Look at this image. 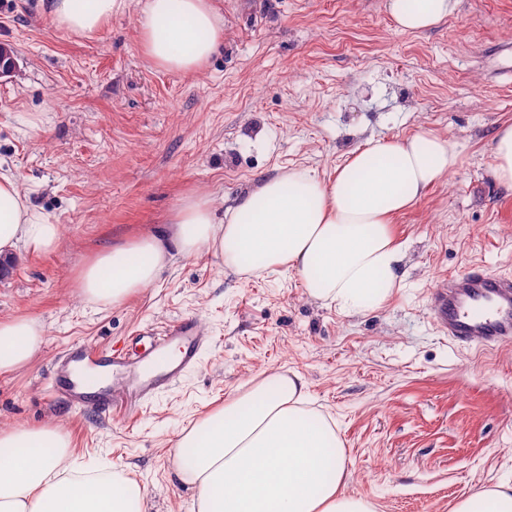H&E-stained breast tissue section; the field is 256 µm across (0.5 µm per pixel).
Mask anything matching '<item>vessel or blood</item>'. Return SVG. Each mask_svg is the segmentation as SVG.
Instances as JSON below:
<instances>
[{
	"label": "vessel or blood",
	"mask_w": 512,
	"mask_h": 512,
	"mask_svg": "<svg viewBox=\"0 0 512 512\" xmlns=\"http://www.w3.org/2000/svg\"><path fill=\"white\" fill-rule=\"evenodd\" d=\"M436 330L450 339L492 349L512 343V276L499 275L475 264L445 277L430 293ZM141 351L114 348L97 353L75 347L57 362L51 387L72 405L107 411L113 404L111 387L97 384L100 374L123 382L142 401L167 391L195 369L212 339L194 318L139 336Z\"/></svg>",
	"instance_id": "1"
}]
</instances>
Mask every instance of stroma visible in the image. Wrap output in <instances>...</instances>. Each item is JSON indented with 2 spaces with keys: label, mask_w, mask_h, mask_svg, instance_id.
<instances>
[{
  "label": "stroma",
  "mask_w": 512,
  "mask_h": 512,
  "mask_svg": "<svg viewBox=\"0 0 512 512\" xmlns=\"http://www.w3.org/2000/svg\"><path fill=\"white\" fill-rule=\"evenodd\" d=\"M224 44L198 73L144 53L135 11L97 34L57 28L41 0H0V172L61 227L50 252L19 247L0 279V318L41 322L25 368L0 374V428L53 421L77 465H132L150 512H193L169 450L264 371L305 377L332 416L346 491L376 512H457L512 482V349L440 335L430 291L479 263L512 275V189L492 177L491 140L512 124V0H461L421 33H395L387 0H214ZM429 129L461 153L458 170L392 223L403 282L378 310L310 301L293 273L226 269L212 253L175 259L116 305L83 300L98 252L169 223L192 193L232 201L295 168L335 174L372 137ZM197 318L213 338L199 366L134 415L55 398L53 363L76 345L122 346Z\"/></svg>",
  "instance_id": "1"
}]
</instances>
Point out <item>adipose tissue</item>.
Segmentation results:
<instances>
[{
	"mask_svg": "<svg viewBox=\"0 0 512 512\" xmlns=\"http://www.w3.org/2000/svg\"><path fill=\"white\" fill-rule=\"evenodd\" d=\"M459 3L388 0L387 9L395 32H422L456 14ZM133 7L145 53L166 70L200 71L224 41L211 0H42L52 23L77 36L98 33ZM460 163L449 140L422 129L368 140L328 181L289 169L226 208L191 195L171 224L99 252L76 286L86 301L119 304L155 283L175 258L211 252L241 274L294 272L310 300L339 311L375 309L402 282L393 217ZM60 236L16 177L0 173V256L22 245L48 252ZM43 336L39 321L0 319V374L27 366ZM171 455L197 512H374L344 493L337 424L312 408L297 373H266L185 434ZM70 457L59 425L0 429V512H144L145 488L128 472L85 477Z\"/></svg>",
	"mask_w": 512,
	"mask_h": 512,
	"instance_id": "1",
	"label": "adipose tissue"
}]
</instances>
